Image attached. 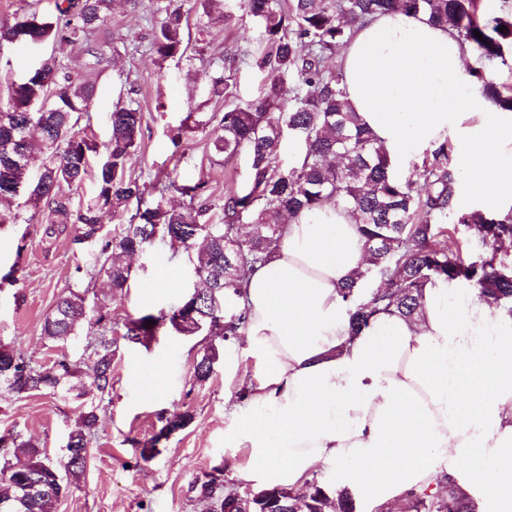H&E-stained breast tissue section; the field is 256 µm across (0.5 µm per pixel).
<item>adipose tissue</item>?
I'll return each instance as SVG.
<instances>
[{
	"label": "adipose tissue",
	"mask_w": 512,
	"mask_h": 512,
	"mask_svg": "<svg viewBox=\"0 0 512 512\" xmlns=\"http://www.w3.org/2000/svg\"><path fill=\"white\" fill-rule=\"evenodd\" d=\"M468 53L447 25L400 10L359 27L339 62L347 98L393 165L452 140L485 207L512 208V113L480 106ZM353 216L324 205L286 224L244 288L250 377L227 387L226 447L243 474L303 488L329 469L374 505L437 491L447 477L477 512H512V315L438 281L417 314L375 315L352 334L339 290L368 267Z\"/></svg>",
	"instance_id": "obj_1"
}]
</instances>
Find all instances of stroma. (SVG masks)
Here are the masks:
<instances>
[{
    "label": "stroma",
    "instance_id": "stroma-1",
    "mask_svg": "<svg viewBox=\"0 0 512 512\" xmlns=\"http://www.w3.org/2000/svg\"><path fill=\"white\" fill-rule=\"evenodd\" d=\"M151 0L138 5L117 0L110 28L97 34L91 51L68 52L65 61L75 76L95 80L98 100L78 129L97 143L109 137L105 121L125 83H132L143 112V138L130 161L133 176L151 183L207 181L215 196L244 184L248 161L238 156L217 165L200 133L185 132L181 147L169 134L180 127L191 107L220 112L224 102L210 98L207 83L214 62L225 55L265 51L261 31L247 16L210 29L204 57L165 62L157 66L146 46L151 36ZM47 208L22 206L20 220L0 226V345L22 352L33 365L51 366L67 359L77 373L55 394L14 393L0 387V435L13 433L45 448L59 461L69 430L85 406L96 408L98 423L89 444L84 475L52 505L50 512H208L197 483L218 478L225 488L242 485L238 471L240 449L224 445L232 423L224 406L225 368L217 366L205 383L193 378L202 348L221 345L220 337L173 336L160 330L149 345L119 341L112 363V389L103 395L90 386L93 357L88 342L93 329L83 324L77 335L64 341L42 333L45 318L69 291L84 294L87 310L107 301L116 322L146 312H159L193 288L192 269L168 260V248L156 243L131 261V287L126 295L107 297L105 288L90 287L88 275L95 253L72 242L65 233L46 237ZM25 239L23 254H16L18 239ZM16 270L17 283L4 282ZM156 284L145 295L148 284ZM158 383L159 395L144 393L143 383ZM190 413L191 422L166 439H158V453L150 462L139 458V446L158 438L161 417Z\"/></svg>",
    "mask_w": 512,
    "mask_h": 512
}]
</instances>
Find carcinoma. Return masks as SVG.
Wrapping results in <instances>:
<instances>
[{
	"label": "carcinoma",
	"mask_w": 512,
	"mask_h": 512,
	"mask_svg": "<svg viewBox=\"0 0 512 512\" xmlns=\"http://www.w3.org/2000/svg\"><path fill=\"white\" fill-rule=\"evenodd\" d=\"M116 0H55L51 15L24 13L11 25H0V42L52 44L64 51L81 47L100 32ZM243 11L261 29L267 51L252 56L249 65L265 73L258 99L243 102L233 71L221 69L211 79L208 95L224 100V113L190 112V128L206 134L214 162L227 163L241 153L249 160L248 180L236 191L215 198L208 183L192 185L170 181L147 186L128 171L131 156L143 135V114L130 87L128 100L106 113L110 137L95 174V191L74 209L63 188L80 186L88 174L89 158L97 143L76 131L81 115L90 111L96 84L74 77L56 54L27 66L18 82L8 86L0 102V224H16L19 214L4 204L26 193L25 203L44 205L51 215L46 233L66 232L76 244L97 250L90 280L113 295L128 287L131 269L121 256L132 255L161 242L169 260L182 256L192 264L204 287L186 291L179 302L158 314H144L122 323L123 339L146 344L164 326L183 336L240 335L247 311L238 300L258 266L268 262L278 247L284 224L326 203L343 205L359 224L370 257L360 275L385 282L366 291L351 282L340 289L355 305L353 333H359L380 312L413 316L421 307L424 289L439 280L455 281L493 297L512 314V253L502 244L512 241V211L473 210L456 214L457 181L454 147L446 140L425 153L421 164L404 179L391 171L385 152L375 146L372 132L347 99L338 65L327 61L353 37L369 18L392 10L421 13L431 23H449L468 46L474 63L472 82L496 109L512 112V7L487 12L482 0H193L192 9L174 0H156L148 46L159 61L183 58L188 50L186 30L195 26L202 41L216 20L229 23ZM195 23H190V12ZM507 30L500 31V26ZM482 38H477L474 32ZM498 77L487 78V68ZM295 148L287 166L277 158L286 144ZM44 156L36 172L26 163ZM176 192L189 198L181 208L169 204ZM136 206L119 235L105 228L107 215L121 216ZM468 237L457 236V225ZM486 248L472 261L462 257L470 241ZM87 320L85 297L72 292L61 298L43 323L51 339L77 335ZM153 324H148V321ZM94 325L99 333L91 342L95 362L91 387L104 394L112 389V359L117 342L112 332V310L101 303ZM220 351L206 346L194 364V377L204 383L213 375ZM74 374L65 359L36 368L19 352L0 346V385L16 393L61 390ZM191 421L188 413L165 418L160 433L171 434ZM97 424L95 408L81 413L68 433L63 464L50 461L44 449L14 435H0V449L23 457L21 465L0 463V512H48L63 496L64 477L79 479L85 472L88 447ZM199 497L213 501V512H355L346 490L330 494L314 480L305 488L230 489L216 495V479L197 485ZM412 512H476L474 501L445 479L438 494L417 493L408 502Z\"/></svg>",
	"instance_id": "carcinoma-1"
}]
</instances>
